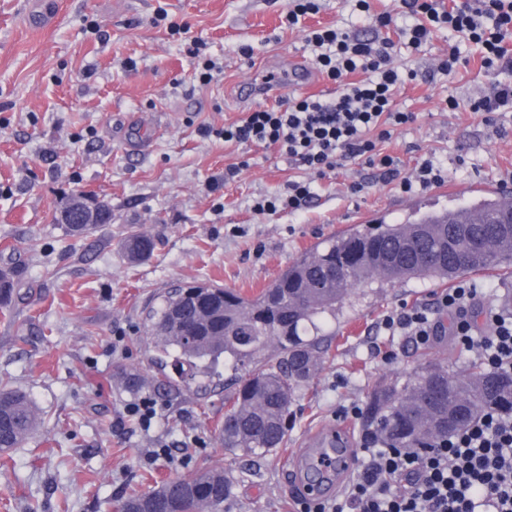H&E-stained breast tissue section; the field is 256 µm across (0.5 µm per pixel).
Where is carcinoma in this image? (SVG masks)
<instances>
[{
    "mask_svg": "<svg viewBox=\"0 0 512 512\" xmlns=\"http://www.w3.org/2000/svg\"><path fill=\"white\" fill-rule=\"evenodd\" d=\"M70 195L55 208L53 220L74 236H87L112 223V206L97 196L96 220L72 222ZM512 213V201L483 196L453 211L428 212L404 224L350 229L325 245L302 253L273 283L254 297L201 283L178 286L158 296L147 318L154 362L174 357L205 370L219 358L245 368L230 409L218 428L225 449L243 456L279 447L288 433L296 390L309 383L326 350L321 325L344 304L349 290L375 279L395 283L412 278H446L512 266V224L499 217ZM152 237L132 231L122 250L130 262L150 257ZM19 269L0 265V308L12 302ZM273 347L268 358L263 352ZM461 402L460 418L442 428L448 408ZM496 407L512 414V373L480 363L458 377L445 367H420L399 388L378 383L369 393L360 430L392 448H430L464 430L483 412ZM39 425V415L23 390L0 385V455L22 447ZM231 495L224 469L213 467L174 477L152 491L133 494L120 512H217Z\"/></svg>",
    "mask_w": 512,
    "mask_h": 512,
    "instance_id": "obj_1",
    "label": "carcinoma"
}]
</instances>
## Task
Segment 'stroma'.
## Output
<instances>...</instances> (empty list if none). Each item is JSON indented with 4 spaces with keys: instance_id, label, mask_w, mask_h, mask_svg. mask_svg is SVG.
<instances>
[{
    "instance_id": "stroma-1",
    "label": "stroma",
    "mask_w": 512,
    "mask_h": 512,
    "mask_svg": "<svg viewBox=\"0 0 512 512\" xmlns=\"http://www.w3.org/2000/svg\"><path fill=\"white\" fill-rule=\"evenodd\" d=\"M27 2L0 0V262L22 270L0 312V382L30 395L41 427L0 464V512H116L128 495L216 465L232 484L224 512H297L283 462L339 424L361 448L360 421L346 407L365 406L376 382L404 386L418 364L461 375L480 357L457 342L438 305L448 282L354 289L324 326L329 354L298 391L283 446L250 460L218 439L235 372H159L145 309L171 285L214 284L249 297L302 252L353 226L466 204L479 184L512 188V110L487 118L443 107L448 97L489 91L507 73L485 70L479 48L445 30L422 52L397 46L394 65L424 73L449 45L461 49L454 75L400 90L399 107L416 119L382 145L405 174L436 156L447 183L407 195L344 160L316 181L307 206L261 213L255 200L303 170L275 149L206 137L201 127H223L289 96L334 93L306 29L349 24L369 38L374 16L399 13V0H371L362 18L349 0H320L294 28L282 22L287 0H58L56 26L40 32L26 24ZM162 8L169 22L158 25ZM173 23L183 34L171 33ZM199 41L218 66L207 84L197 78ZM301 66L311 84L294 81ZM233 166L239 174L225 180ZM357 181L365 188L354 195ZM80 192L112 205L111 223L86 237L52 220L57 201ZM132 229L155 239L149 259L124 256L121 240ZM467 279L478 290L468 312L482 334L512 291V275ZM404 307L428 312L438 328L429 343L383 329L384 316ZM391 350L395 358L385 360ZM146 395L159 404L147 428L125 412Z\"/></svg>"
}]
</instances>
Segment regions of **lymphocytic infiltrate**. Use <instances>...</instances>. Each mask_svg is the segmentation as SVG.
<instances>
[{"mask_svg": "<svg viewBox=\"0 0 512 512\" xmlns=\"http://www.w3.org/2000/svg\"><path fill=\"white\" fill-rule=\"evenodd\" d=\"M401 4L404 24L396 25L391 15H377V34L372 38L338 27L308 32L314 62L335 85V97L301 95L246 113L218 130L203 127L204 135L214 134L228 143L277 148L306 171V179L288 182L258 199L256 211L300 209L314 197L315 179L336 168L341 157L374 169L380 180L396 184L406 194L447 179V168L435 157L422 159L405 175L398 158L380 148L395 130L415 119L413 113L397 109L395 98L407 83L417 80L418 72L398 70L394 48L401 42L421 52L437 31L448 29L480 47L485 69L512 71V53L506 48L512 40V0H481L477 7L471 0H452L447 9L439 8L437 0H401ZM445 105L451 111L485 115L511 110L512 81L497 83L484 95L448 97ZM476 294V288L463 281L439 303L455 313L452 332L459 343L479 346L489 367L512 371V319L490 315L489 335L476 337L475 324L464 313ZM382 325L422 345L437 333L423 309L390 313ZM361 453L363 465L341 502L330 506L303 499L299 512H512V416L486 413L464 433L435 448H391L369 438Z\"/></svg>", "mask_w": 512, "mask_h": 512, "instance_id": "1", "label": "lymphocytic infiltrate"}]
</instances>
